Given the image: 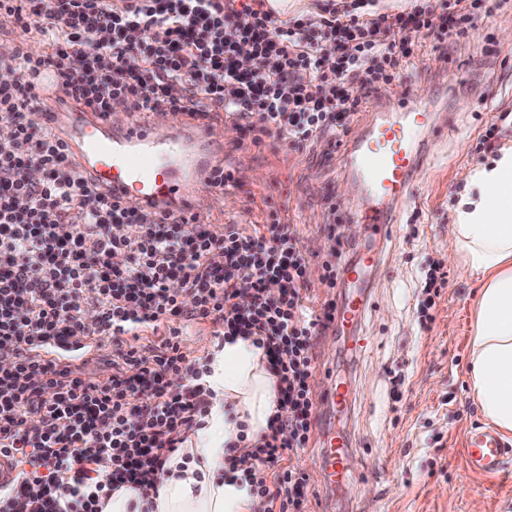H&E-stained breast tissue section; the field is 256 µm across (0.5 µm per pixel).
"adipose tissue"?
I'll use <instances>...</instances> for the list:
<instances>
[{"mask_svg": "<svg viewBox=\"0 0 512 512\" xmlns=\"http://www.w3.org/2000/svg\"><path fill=\"white\" fill-rule=\"evenodd\" d=\"M448 242L481 281L469 380L486 419L512 433V148L471 176ZM205 377L214 398L204 426L172 456L145 498L113 492L103 512H253L242 471L224 469V454L241 437H259L277 410L276 380L253 339L225 338L213 348Z\"/></svg>", "mask_w": 512, "mask_h": 512, "instance_id": "obj_1", "label": "adipose tissue"}]
</instances>
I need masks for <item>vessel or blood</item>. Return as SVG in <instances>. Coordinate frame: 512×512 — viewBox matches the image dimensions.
Returning a JSON list of instances; mask_svg holds the SVG:
<instances>
[{
    "mask_svg": "<svg viewBox=\"0 0 512 512\" xmlns=\"http://www.w3.org/2000/svg\"><path fill=\"white\" fill-rule=\"evenodd\" d=\"M35 109L40 121L65 139L73 162L89 183L113 196L159 211L192 212L201 196L216 193L210 174L223 159L224 146L211 140L210 127L203 122L186 115L175 117L171 136L163 140L156 138L148 118L116 132L108 116L58 98L49 80ZM378 109L368 135L343 144L350 171L365 191L363 205H348L344 211L349 223L389 239L397 224L398 204L410 196L424 171V136L438 133L440 127L430 100L410 94L379 104ZM380 268L379 255L371 251L359 253L347 266L341 277L346 292L328 309L335 325L347 327L361 320L368 305L369 278ZM464 453L471 472L494 476L502 471L512 449L495 430L478 428L467 433ZM343 456L340 438L330 437L325 486L348 478Z\"/></svg>",
    "mask_w": 512,
    "mask_h": 512,
    "instance_id": "b4317fda",
    "label": "vessel or blood"
}]
</instances>
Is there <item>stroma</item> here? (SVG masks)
I'll return each instance as SVG.
<instances>
[{
  "label": "stroma",
  "mask_w": 512,
  "mask_h": 512,
  "mask_svg": "<svg viewBox=\"0 0 512 512\" xmlns=\"http://www.w3.org/2000/svg\"><path fill=\"white\" fill-rule=\"evenodd\" d=\"M512 11L476 15L467 37L441 52L418 50L416 64L383 100L409 90L431 97L438 115L451 126L426 141L428 167L400 207L416 215L401 224L395 241L384 244L365 228L334 241L329 227L341 223L336 200H355L344 155L339 150L306 154L287 150L273 139L245 143L241 132L215 117L213 132L224 135V163L237 170L234 192L200 199L199 221L222 230L236 220L261 224L270 207L293 224L312 268L310 295L321 305L336 291L323 284L317 268L343 245L347 256L362 249L382 252L383 269L370 293V306L355 339L326 333L316 339L315 393L329 377L349 389L347 412L318 410L308 448L300 451L309 487L308 512H512V456L495 476L471 473L464 456L466 434L486 426L468 384L475 303L479 283L459 260L448 258V237L470 175L491 162L492 152H476L479 135L496 127L499 141L512 145V73L502 57L512 54ZM442 261L448 285L436 300L435 321L420 330L416 313L427 259ZM403 375L402 386L392 384ZM336 431L349 444V482L322 489V437Z\"/></svg>",
  "instance_id": "35a3bbf8"
}]
</instances>
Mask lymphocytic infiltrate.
<instances>
[{"mask_svg":"<svg viewBox=\"0 0 512 512\" xmlns=\"http://www.w3.org/2000/svg\"><path fill=\"white\" fill-rule=\"evenodd\" d=\"M361 0H315L305 16L282 20L264 0H0V27L35 29L48 47L33 56L0 48V68L18 72L0 84V451L19 472L0 486V512H102L114 490L141 495L211 408L209 372L184 351L182 323L219 325L222 335L255 338L277 380V411L253 443L231 449L244 471L254 512H305L306 478L292 458L312 438L316 395L313 340L324 324L308 294L309 265L293 227L271 208L266 223L204 229L198 217L172 220L90 186L52 131L34 122L40 76L58 72L63 96L105 112L112 99L144 112L215 113L251 143L276 138L294 151L330 141L370 97L389 90L414 64L424 42L466 38L476 12L493 16L512 0H413L390 27L365 16ZM444 24L431 30L430 19ZM111 30L110 44L98 41ZM353 43L336 67L323 69L324 43ZM254 58L239 71L240 44ZM136 53L129 72L122 60ZM183 87L181 97L167 93ZM38 167L41 181L26 171ZM133 224L116 237L111 225ZM28 262L15 264L17 253ZM125 261L116 266L113 254ZM183 291H174L173 281ZM281 284L278 295L268 281ZM189 292L192 305L181 294ZM252 301L240 307V293ZM94 313L96 323L86 321ZM149 346L135 344L145 331ZM114 343L112 374L92 382L67 361L100 337ZM37 419L38 430L27 427Z\"/></svg>","mask_w":512,"mask_h":512,"instance_id":"lymphocytic-infiltrate-1","label":"lymphocytic infiltrate"}]
</instances>
